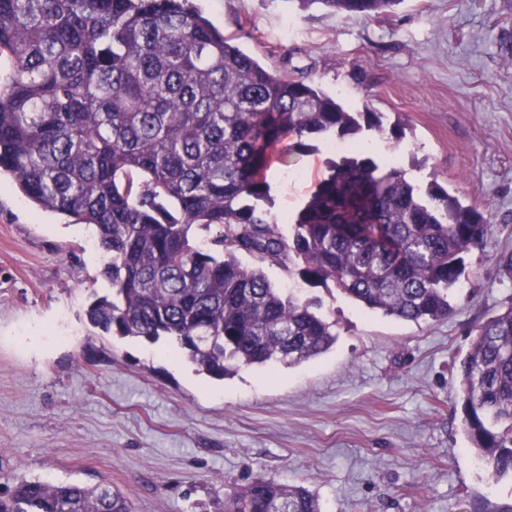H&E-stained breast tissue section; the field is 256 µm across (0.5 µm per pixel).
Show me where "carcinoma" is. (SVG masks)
<instances>
[{
	"instance_id": "carcinoma-1",
	"label": "carcinoma",
	"mask_w": 512,
	"mask_h": 512,
	"mask_svg": "<svg viewBox=\"0 0 512 512\" xmlns=\"http://www.w3.org/2000/svg\"><path fill=\"white\" fill-rule=\"evenodd\" d=\"M368 18L402 0H299ZM0 175L37 209L95 228L112 295L90 322L120 338L177 343L222 379L297 365L336 341L318 300L269 281L331 283L370 310L442 321L462 253L490 217L424 187L360 143L385 134L312 82L270 70L192 0H0ZM348 143L278 230L267 171L288 137ZM249 256L253 265L241 257ZM463 429L495 480L512 478V304L480 322L458 369ZM0 512H131L111 487L21 478ZM222 512H322L313 491L254 478Z\"/></svg>"
}]
</instances>
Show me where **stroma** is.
<instances>
[{
  "label": "stroma",
  "instance_id": "35a3bbf8",
  "mask_svg": "<svg viewBox=\"0 0 512 512\" xmlns=\"http://www.w3.org/2000/svg\"><path fill=\"white\" fill-rule=\"evenodd\" d=\"M271 70L297 73L395 140L373 154L491 214L464 254L452 316L408 322L298 283L336 322L314 360L216 380L177 344L94 328L111 294L92 230L34 209L0 178V483L109 481L134 512H220L244 478L301 484L323 512H502L512 482L478 464L457 366L472 328L512 304V0H402L369 19L299 0H194ZM337 153L277 156L274 209L294 215Z\"/></svg>",
  "mask_w": 512,
  "mask_h": 512
}]
</instances>
